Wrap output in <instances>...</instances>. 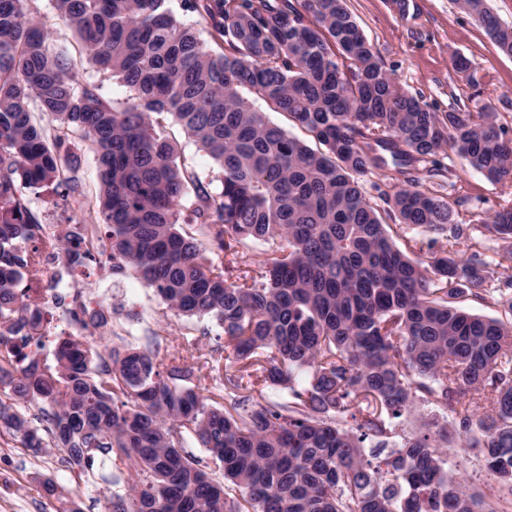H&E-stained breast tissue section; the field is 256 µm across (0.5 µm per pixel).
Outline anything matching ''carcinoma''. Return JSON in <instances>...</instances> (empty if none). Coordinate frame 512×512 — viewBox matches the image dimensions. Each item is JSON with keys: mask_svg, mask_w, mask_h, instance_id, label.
Returning a JSON list of instances; mask_svg holds the SVG:
<instances>
[{"mask_svg": "<svg viewBox=\"0 0 512 512\" xmlns=\"http://www.w3.org/2000/svg\"><path fill=\"white\" fill-rule=\"evenodd\" d=\"M35 2L0 0V428L35 456L61 449L81 476L98 463L112 512H499L450 454L475 449L512 495V320L460 306L512 314V279L496 285L491 269L512 264V199L466 224L461 199L426 187L454 176L451 153L512 184V137L491 108L431 111L392 79L347 0H184L195 22L171 0H51L92 65L128 88L111 102L77 81ZM454 2L512 56V26L487 0ZM170 118L220 167V192L181 163ZM84 140L112 272L133 270L177 317L215 316L226 363L187 362L195 338L166 360L114 347L99 379L82 339H59L53 366L36 358L38 258L75 260L86 243L76 226L41 234L23 189L53 184L82 209L70 173ZM377 170L378 204L365 187ZM437 236L448 246L433 252ZM254 241L270 244L257 263ZM470 400L486 414L473 419ZM423 406L439 431L393 425ZM40 487L56 512H82L55 481Z\"/></svg>", "mask_w": 512, "mask_h": 512, "instance_id": "carcinoma-1", "label": "carcinoma"}]
</instances>
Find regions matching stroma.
Here are the masks:
<instances>
[{"label": "stroma", "instance_id": "1", "mask_svg": "<svg viewBox=\"0 0 512 512\" xmlns=\"http://www.w3.org/2000/svg\"><path fill=\"white\" fill-rule=\"evenodd\" d=\"M37 7L48 20L51 44L69 56L77 79L99 84L107 99H124L127 88L89 62L73 31L55 16L50 0H37ZM348 7L395 80L431 110L476 112L488 105L498 123L512 129V57L503 54L478 20L460 11L453 0H406L402 12L391 0H348ZM456 56L471 61L469 78L453 70L451 60ZM166 133L178 144L185 167L212 191H220V170L215 162L175 122H167ZM75 154V175L87 195V205L75 217L59 205L52 189L27 190L31 210L45 222L97 221V156L88 142L79 143ZM452 166L458 178L451 195L466 199L461 219H469L474 212L491 218L503 199L501 185L488 181L460 159H453ZM79 280L83 291L94 296L95 308L104 310L108 318L107 323L89 331L92 344L99 349L141 341L162 357L183 338L199 337L205 329L209 336L199 337L197 354L211 356V337L221 331L216 321L207 316L188 320L171 316L154 290L134 272L116 276L111 262L93 260L80 267ZM0 456L10 462L8 473L0 474V512H52L33 481L38 474L53 478L76 495L83 512H105L107 486L96 479H78L59 449L50 448L36 457L22 450L19 439L4 433L0 435Z\"/></svg>", "mask_w": 512, "mask_h": 512}]
</instances>
